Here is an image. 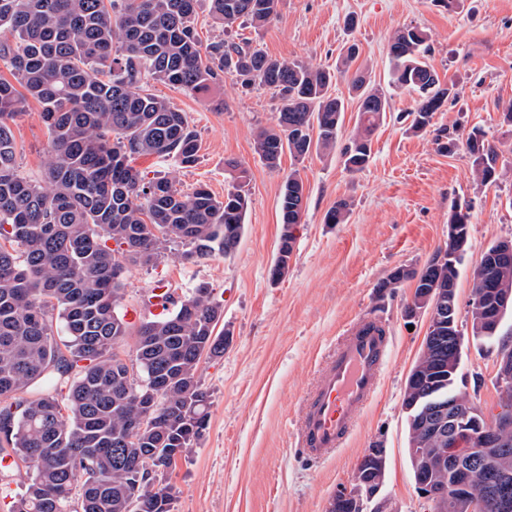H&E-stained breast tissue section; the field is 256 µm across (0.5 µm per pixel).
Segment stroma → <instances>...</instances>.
<instances>
[{"instance_id": "35a3bbf8", "label": "stroma", "mask_w": 512, "mask_h": 512, "mask_svg": "<svg viewBox=\"0 0 512 512\" xmlns=\"http://www.w3.org/2000/svg\"><path fill=\"white\" fill-rule=\"evenodd\" d=\"M409 25L428 33V61L455 92L422 130L412 126L413 94L391 85L389 41ZM232 37L250 39L274 59L330 69L345 117L338 148L298 159L286 154L272 169L255 151L257 133L277 123L279 102L270 92H242L225 76L195 92L147 83L186 114L199 160L183 168L167 157L137 158L146 179L168 176L186 192L203 183L220 196L232 182L231 163L248 172L249 205L232 252L186 260L183 246L171 243L153 265L130 267L123 280L119 312L129 324L128 351L141 321L156 312L148 302L152 288L179 299L205 283L224 310L216 329L229 344L223 357L202 359L198 370L209 395L207 428L168 474L174 512H326L337 491L352 488L359 461L375 446L386 452L378 495L384 512H423L402 399L429 311L406 316L412 281L392 288L386 282L397 269H419L442 254L453 207H469L457 313L463 333H470L473 271L491 245L512 239V125L503 121V108L512 103V0H280L271 24L237 28ZM353 43L358 53L349 60L345 50ZM357 75L386 94L389 108L373 136L370 164L351 172L340 147L358 120L359 96L351 89ZM41 111L27 101L11 125L18 172L33 182L44 181L53 154ZM476 128L497 147L504 173L496 182L471 174L466 138ZM450 139L454 148L444 150ZM294 170L305 185V213L288 272L275 282L278 200ZM341 199L350 204L344 223H325ZM366 317L384 319L392 336L378 392L347 445L312 461L296 442L304 399L340 336ZM503 344L512 346V313L495 343L464 345L460 388L476 405L500 396L495 365Z\"/></svg>"}]
</instances>
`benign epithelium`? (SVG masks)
Listing matches in <instances>:
<instances>
[{"mask_svg":"<svg viewBox=\"0 0 512 512\" xmlns=\"http://www.w3.org/2000/svg\"><path fill=\"white\" fill-rule=\"evenodd\" d=\"M512 257V242H505L486 255L479 268L487 269L497 262ZM433 297L430 305L431 317L427 340L421 358L434 363L432 380L448 379L449 392L443 389L430 391L420 403L404 405L409 420L429 431L442 442L436 449L442 464L448 469V481L437 484L430 480L423 466H414V480L421 497L426 503V512H441L444 496L453 489L460 512H484L486 504L495 494L502 498V509L512 507V473L502 469L499 458L504 448L500 430L512 425V404L505 400L492 407L466 406L465 395L459 392L458 379L460 365L449 364L442 359L439 337L433 335L435 324L448 320V341L460 347L465 336L455 316L456 289L444 292L426 291ZM472 305L491 316L489 333L499 328L497 311H504L509 305V296L493 290L472 298ZM497 380L501 388L512 385V358L499 355L497 359ZM366 470L377 474L385 468V454L381 448H371L362 457ZM371 491L364 492L362 485L355 484L350 489H342L329 501L327 512H340L346 508L350 512H377L379 505L372 500L381 489V481L368 482Z\"/></svg>","mask_w":512,"mask_h":512,"instance_id":"benign-epithelium-1","label":"benign epithelium"}]
</instances>
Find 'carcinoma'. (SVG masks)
Segmentation results:
<instances>
[{
    "instance_id": "cac0c4a2",
    "label": "carcinoma",
    "mask_w": 512,
    "mask_h": 512,
    "mask_svg": "<svg viewBox=\"0 0 512 512\" xmlns=\"http://www.w3.org/2000/svg\"><path fill=\"white\" fill-rule=\"evenodd\" d=\"M199 0H0V63L24 92L0 79V458L13 459L5 484L24 491L9 512H172L166 475L183 449L202 437L208 393L196 373L203 357L224 356L215 333L223 308L208 288L182 301L165 292L163 314L138 329L136 361L146 385L132 387L116 354L127 323L116 313L119 273L149 265L164 244L181 240L185 258L229 254L243 231L248 172L215 196L190 193L166 176L144 181L140 156L172 157L183 168L198 160V138L186 115L145 89L143 78L185 91L221 75L245 89L273 91L281 101L277 128L256 136L270 168L284 152L301 158L312 147H336L344 101L330 93L334 75L302 61L277 60L251 43L202 45L195 21ZM279 0H208L213 22L232 32L272 23ZM428 34L406 26L389 43L392 84L417 94L413 127L422 129L451 89L428 64ZM360 91L357 131L343 148L345 168L364 169L372 136L387 112L386 96ZM41 104L54 154L44 182L19 176L10 124L28 99ZM473 175L498 179L495 145L474 130L466 138ZM305 185L296 170L280 199L283 231L270 269L288 272L295 229L302 223ZM345 199L325 215L342 224ZM115 247H110L108 242ZM466 238H448L444 256L419 270L398 269L382 287L415 281L455 286ZM512 295V262L473 276L472 295L487 279Z\"/></svg>"
}]
</instances>
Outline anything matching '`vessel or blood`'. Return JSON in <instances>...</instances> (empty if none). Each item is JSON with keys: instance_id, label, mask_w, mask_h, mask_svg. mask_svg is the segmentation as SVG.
<instances>
[{"instance_id": "b4317fda", "label": "vessel or blood", "mask_w": 512, "mask_h": 512, "mask_svg": "<svg viewBox=\"0 0 512 512\" xmlns=\"http://www.w3.org/2000/svg\"><path fill=\"white\" fill-rule=\"evenodd\" d=\"M389 345L385 323L374 317L345 331L303 404L297 445L308 458L323 459L343 447L376 395Z\"/></svg>"}]
</instances>
